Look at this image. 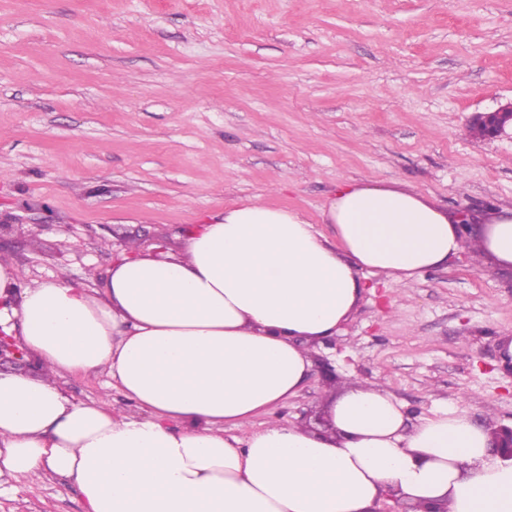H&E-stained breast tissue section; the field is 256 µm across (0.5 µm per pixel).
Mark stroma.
<instances>
[{
    "instance_id": "1",
    "label": "stroma",
    "mask_w": 512,
    "mask_h": 512,
    "mask_svg": "<svg viewBox=\"0 0 512 512\" xmlns=\"http://www.w3.org/2000/svg\"><path fill=\"white\" fill-rule=\"evenodd\" d=\"M512 0H0V260L22 281L103 280L127 241L167 242L260 201L323 213L342 180L455 212L512 208ZM314 353L318 383L388 384L408 426L446 406L512 426V271L464 250L407 283L361 272ZM77 402L132 412L98 378ZM0 512H84L63 477L0 478ZM470 127L479 125L485 128L486 140H493L507 135L510 129L512 135V101L501 105L492 112L473 113L469 120Z\"/></svg>"
}]
</instances>
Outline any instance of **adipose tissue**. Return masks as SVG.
Here are the masks:
<instances>
[{"label": "adipose tissue", "instance_id": "obj_1", "mask_svg": "<svg viewBox=\"0 0 512 512\" xmlns=\"http://www.w3.org/2000/svg\"><path fill=\"white\" fill-rule=\"evenodd\" d=\"M324 220L335 243L296 211L229 206L177 258L126 244L96 288L22 282L0 262V332L39 366L0 372V476L69 478L86 512H374L390 496L408 512H512V460L463 410L410 428L385 386L347 374L317 387L327 425L272 418L357 308L360 271L405 282L468 242L512 268V209L466 238L461 215L414 190L345 181ZM74 374L136 414L75 404Z\"/></svg>", "mask_w": 512, "mask_h": 512}]
</instances>
